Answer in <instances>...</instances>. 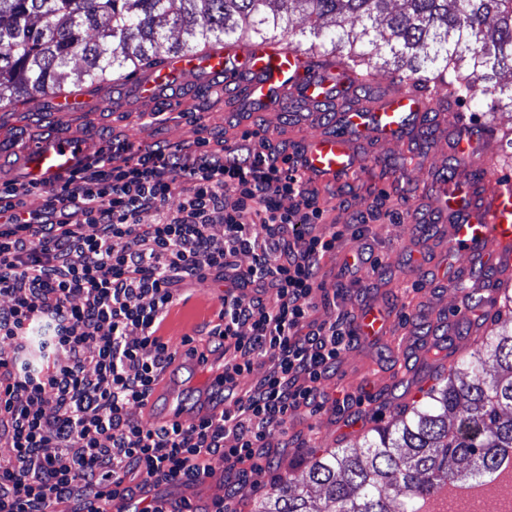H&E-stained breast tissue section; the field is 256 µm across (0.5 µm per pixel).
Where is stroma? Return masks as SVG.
<instances>
[{
    "label": "stroma",
    "mask_w": 512,
    "mask_h": 512,
    "mask_svg": "<svg viewBox=\"0 0 512 512\" xmlns=\"http://www.w3.org/2000/svg\"><path fill=\"white\" fill-rule=\"evenodd\" d=\"M177 104H157L162 117L155 124L141 125L138 108L116 105L102 107L94 112H76L63 115L49 106L27 113L0 111V162L13 161L18 138L37 140L62 136L70 132H85L90 139L107 134L114 138L148 145L156 141L170 144L187 142L198 137L222 141L231 146L244 132L262 128L268 152L293 153L302 138L312 134L314 127L308 121L296 118L294 112L273 114L252 112L241 114L224 105L223 89L189 87L178 92ZM475 126L492 138L500 157L497 174L501 181L512 182V158L507 157L503 133L512 129V113H498L495 121H487L479 100H467L446 111H437L414 132L410 142L416 145V154L388 144L378 145L381 164L357 173L348 184L319 187V200L326 207L340 210L361 209L369 212L366 223V241L375 256L386 266L385 276L363 267L357 278L342 275L344 256L357 249L351 235H344L335 255L327 257L322 270L328 299L320 304L317 319L345 312L355 314L358 307L379 298L397 309L395 336L413 331L415 325L431 324L433 320L455 313L458 295L454 289L433 296L425 291L424 277L414 271L405 255L418 251L426 239L418 225L405 223L403 215L412 194H428L432 178L445 158L453 153L452 141L458 127ZM224 292L221 284L203 289L192 285L187 300L175 305L162 330L164 340L175 337H193L201 348L213 346L208 336L209 324L219 309V297ZM398 357L389 346L378 344H352L345 350L333 372L325 382L329 393L317 410L305 408L292 413L286 431H273L268 438L278 453L271 461L272 482L248 491L239 507L240 512H252L256 498L270 493L275 481L301 482L306 476V463L310 457L330 448H359L365 443V433L337 425L339 407L333 396L338 392H356L361 385L381 393L394 384L391 370ZM206 464L212 473L194 487L171 486L162 494L169 501L188 498L192 504L206 505L223 495L224 460L214 455Z\"/></svg>",
    "instance_id": "obj_1"
}]
</instances>
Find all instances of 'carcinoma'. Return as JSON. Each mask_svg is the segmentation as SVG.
I'll list each match as a JSON object with an SVG mask.
<instances>
[{"label":"carcinoma","instance_id":"carcinoma-1","mask_svg":"<svg viewBox=\"0 0 512 512\" xmlns=\"http://www.w3.org/2000/svg\"><path fill=\"white\" fill-rule=\"evenodd\" d=\"M298 14L309 31L289 30ZM331 53L422 87L448 82V106L482 87L485 113L512 108V0H0V108L152 67L158 50L273 39ZM512 460V326L491 330L399 423L361 448L313 458L254 512H417L453 481H487ZM407 495L391 508L392 492Z\"/></svg>","mask_w":512,"mask_h":512}]
</instances>
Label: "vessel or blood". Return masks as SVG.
<instances>
[{
	"label": "vessel or blood",
	"instance_id": "1",
	"mask_svg": "<svg viewBox=\"0 0 512 512\" xmlns=\"http://www.w3.org/2000/svg\"><path fill=\"white\" fill-rule=\"evenodd\" d=\"M219 81L229 103L246 104L259 112H284L289 104L300 101L318 113L337 101L352 100V107L338 117L337 130L305 137L297 154L307 177L321 183L343 179L369 162L360 140H404L408 128L438 105L433 91H420L405 82L391 86L373 102H360L364 78L344 60L320 59L284 43L254 41L172 55L162 67L144 71L133 93L139 101L154 102L190 82L211 85ZM110 89L106 83L92 95L60 93L52 98L53 108L68 113L99 107ZM91 147V142L79 136L52 137L21 146L19 153L28 179L50 185L70 172ZM455 154L459 163L482 169L483 178L474 183L460 174L438 171L434 179L437 194L417 198L407 221L419 223L421 212L429 208L447 223L439 253L421 256L417 268L446 288L478 276L480 287L470 289L468 299L461 303L468 311L476 298L486 308L498 303L504 287L512 284V186L494 175L493 152L483 132H460ZM456 323L452 317L436 327L445 349L419 350V363L429 373L447 371L461 347V340L453 336ZM355 327L365 338L391 335L390 313L382 306L364 308ZM197 375L205 397L190 410L180 390H173L165 423L196 424L223 410V371L201 369Z\"/></svg>",
	"mask_w": 512,
	"mask_h": 512
}]
</instances>
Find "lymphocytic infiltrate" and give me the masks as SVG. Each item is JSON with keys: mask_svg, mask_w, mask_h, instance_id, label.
<instances>
[{"mask_svg": "<svg viewBox=\"0 0 512 512\" xmlns=\"http://www.w3.org/2000/svg\"><path fill=\"white\" fill-rule=\"evenodd\" d=\"M241 142L142 147L102 139L58 185L0 182V512H73L119 496L166 512L159 487H192L221 455L211 512L258 485L271 431L317 409L355 340L351 318L317 321L324 257L364 220L327 223L295 157ZM43 198L41 208L29 206ZM177 208H168L170 198ZM224 285V409L149 426L146 407L176 353L160 335L189 281ZM255 374L238 393V379Z\"/></svg>", "mask_w": 512, "mask_h": 512, "instance_id": "obj_1", "label": "lymphocytic infiltrate"}]
</instances>
